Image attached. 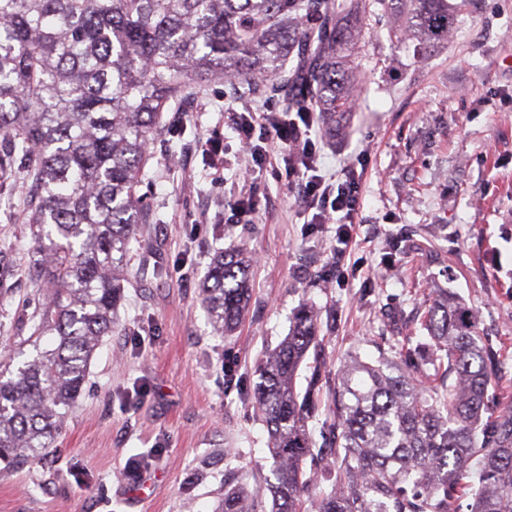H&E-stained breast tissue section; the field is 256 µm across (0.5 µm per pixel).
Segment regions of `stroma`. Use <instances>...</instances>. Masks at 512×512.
Returning a JSON list of instances; mask_svg holds the SVG:
<instances>
[{
	"label": "stroma",
	"instance_id": "stroma-1",
	"mask_svg": "<svg viewBox=\"0 0 512 512\" xmlns=\"http://www.w3.org/2000/svg\"><path fill=\"white\" fill-rule=\"evenodd\" d=\"M394 17L363 15V75L347 131H317L323 174L353 169L359 209L345 247L355 269L339 285L335 225L304 223L276 180L279 143L258 179L254 224L224 197L237 181V112L286 107L285 95L243 96L221 83L187 88L165 112L141 187L150 220L130 243L128 280L109 336L54 443V460L0 472V512H214L230 486L271 478L269 435L251 392L257 362L288 334L301 303L320 313L310 367L335 377L349 357L405 352L435 289L456 292L507 357L495 394L512 400V0H477L431 51L390 39ZM219 138L221 154L199 142ZM253 257L252 296L236 333L214 331L199 286L216 252ZM0 251L16 275L0 296V363L35 283L16 198L0 197ZM235 365L233 377L225 362ZM147 465L131 470L134 455Z\"/></svg>",
	"mask_w": 512,
	"mask_h": 512
}]
</instances>
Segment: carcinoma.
I'll return each instance as SVG.
<instances>
[{
	"mask_svg": "<svg viewBox=\"0 0 512 512\" xmlns=\"http://www.w3.org/2000/svg\"><path fill=\"white\" fill-rule=\"evenodd\" d=\"M401 19L397 39L427 50L448 40V0H377ZM363 0H0V187L21 174L44 288L18 329L32 330L15 370L0 371V465L50 453L103 337L112 333L129 243L149 221L138 188L161 116L183 87L239 77L247 95L289 92L325 132L350 112L361 75L355 47ZM294 55L297 64L285 67ZM244 251L213 257L200 293L214 329L241 323L249 296ZM425 342L396 361L351 358L336 374L339 476L327 491L306 468L322 461L307 419L322 373L295 376L321 345L303 304L269 351L253 399L270 434L274 480L237 485L215 512H512V403L489 400L503 352L459 296L438 290ZM53 337L40 347L43 336Z\"/></svg>",
	"mask_w": 512,
	"mask_h": 512,
	"instance_id": "carcinoma-1",
	"label": "carcinoma"
}]
</instances>
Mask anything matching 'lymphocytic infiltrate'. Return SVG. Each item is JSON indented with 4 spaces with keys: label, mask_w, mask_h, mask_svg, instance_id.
I'll use <instances>...</instances> for the list:
<instances>
[{
    "label": "lymphocytic infiltrate",
    "mask_w": 512,
    "mask_h": 512,
    "mask_svg": "<svg viewBox=\"0 0 512 512\" xmlns=\"http://www.w3.org/2000/svg\"><path fill=\"white\" fill-rule=\"evenodd\" d=\"M234 121L241 146L251 158L250 179L258 178L269 143L276 140L283 145L286 164L280 175L282 184L288 190L298 191L303 211L310 214L312 223L335 224L341 247L334 252V264L340 282H348L342 246L351 237L350 223L359 208V182L350 172L340 180L318 175L316 113L280 112L270 106L263 112L237 113Z\"/></svg>",
    "instance_id": "1"
}]
</instances>
